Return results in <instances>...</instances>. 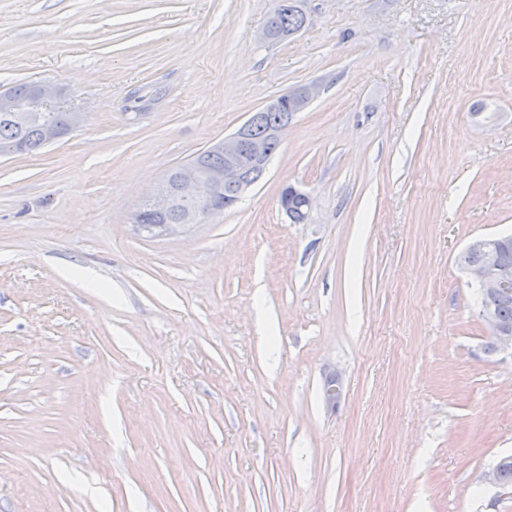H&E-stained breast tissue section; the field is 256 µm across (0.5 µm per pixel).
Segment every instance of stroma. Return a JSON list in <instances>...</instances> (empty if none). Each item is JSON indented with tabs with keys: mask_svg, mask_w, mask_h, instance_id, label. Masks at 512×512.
<instances>
[{
	"mask_svg": "<svg viewBox=\"0 0 512 512\" xmlns=\"http://www.w3.org/2000/svg\"><path fill=\"white\" fill-rule=\"evenodd\" d=\"M273 4L0 0V89L87 114L0 156V512H512V351L457 261L512 233V0H305L277 44ZM311 82L234 208L132 226Z\"/></svg>",
	"mask_w": 512,
	"mask_h": 512,
	"instance_id": "35a3bbf8",
	"label": "stroma"
}]
</instances>
